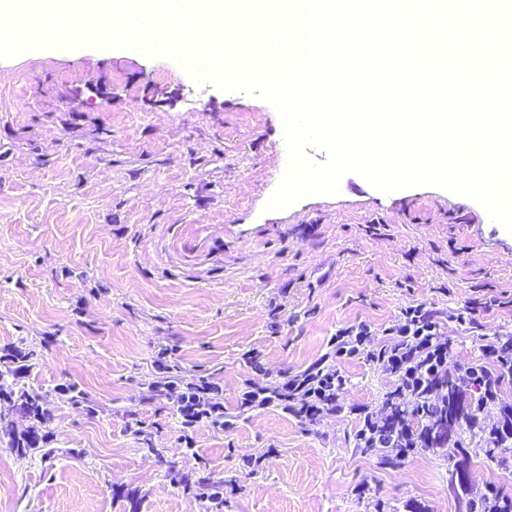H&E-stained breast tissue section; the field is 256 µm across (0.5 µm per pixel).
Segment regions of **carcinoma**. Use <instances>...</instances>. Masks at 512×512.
<instances>
[{"label":"carcinoma","mask_w":512,"mask_h":512,"mask_svg":"<svg viewBox=\"0 0 512 512\" xmlns=\"http://www.w3.org/2000/svg\"><path fill=\"white\" fill-rule=\"evenodd\" d=\"M38 352L34 348L7 346L0 348V401L12 404L11 412L0 413V435L8 438V446L18 455L25 456L32 449L45 448L50 443L49 435L42 432L47 422L41 404V394L28 389L21 383L33 368ZM153 398L157 400L175 399L176 413L184 428L190 429L201 423L213 426H227V414L224 411V396L218 384L209 374L202 372H181L176 365L166 366V375L151 384ZM253 406H274L288 411L301 420L316 419L319 409L305 407L288 409V379L274 381L254 387L239 406V415H244ZM18 414L28 420L29 425L17 431L13 415ZM380 428H405L413 433L420 450L428 451L437 443L444 441L448 433L465 424L474 426L476 414L472 406L466 403L462 385L450 376L435 383L429 391L416 396L405 395L394 389L386 393L377 413ZM142 443L161 465H169L162 449L153 444L152 433L144 428L137 430ZM364 452L381 454L382 463L391 461L392 455H404L407 448H377L373 441H357ZM486 455L494 457V451L512 448V427L508 426L495 433L488 434ZM214 482L209 475H202L190 481L184 480V490L191 492L200 500L214 498L210 490ZM483 509L493 512H512V498L490 493Z\"/></svg>","instance_id":"1"}]
</instances>
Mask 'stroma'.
<instances>
[{
	"mask_svg": "<svg viewBox=\"0 0 512 512\" xmlns=\"http://www.w3.org/2000/svg\"><path fill=\"white\" fill-rule=\"evenodd\" d=\"M287 164L269 102L196 83L169 58L81 45L0 59V347L40 350L24 382L46 399L55 450L0 441V512H208L178 485L203 470L221 512H470L490 489L512 498V449L484 451L492 407L452 447L390 466L357 448L353 407L378 410L396 386L363 356L341 363L339 411L239 413L250 385L305 370L338 329L380 334L410 305L434 311L452 376L492 366L487 338L512 335V231L479 202L348 173L338 194L268 209ZM469 303L474 320H453ZM167 348L215 376L232 425L186 431L173 401L152 399Z\"/></svg>",
	"mask_w": 512,
	"mask_h": 512,
	"instance_id": "1",
	"label": "stroma"
}]
</instances>
